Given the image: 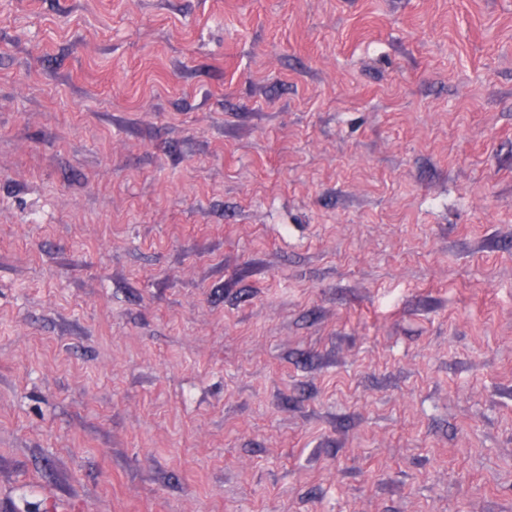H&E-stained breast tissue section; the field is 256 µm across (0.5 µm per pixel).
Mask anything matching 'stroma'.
Listing matches in <instances>:
<instances>
[{"label": "stroma", "mask_w": 512, "mask_h": 512, "mask_svg": "<svg viewBox=\"0 0 512 512\" xmlns=\"http://www.w3.org/2000/svg\"><path fill=\"white\" fill-rule=\"evenodd\" d=\"M0 512H512V0H0Z\"/></svg>", "instance_id": "stroma-1"}]
</instances>
